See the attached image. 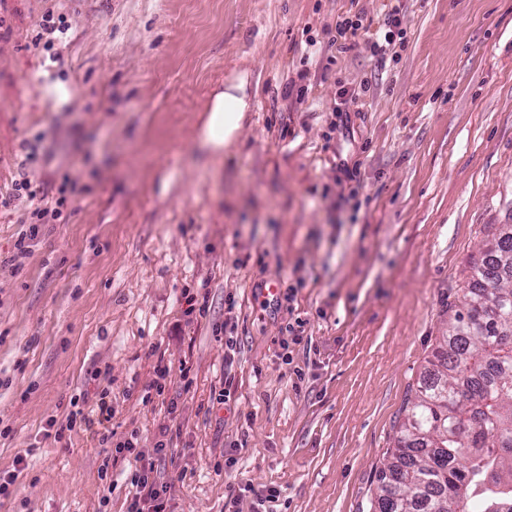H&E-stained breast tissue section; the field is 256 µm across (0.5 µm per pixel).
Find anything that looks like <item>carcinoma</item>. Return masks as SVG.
I'll return each mask as SVG.
<instances>
[{"label": "carcinoma", "mask_w": 512, "mask_h": 512, "mask_svg": "<svg viewBox=\"0 0 512 512\" xmlns=\"http://www.w3.org/2000/svg\"><path fill=\"white\" fill-rule=\"evenodd\" d=\"M409 400L370 512H512V224L492 233Z\"/></svg>", "instance_id": "cac0c4a2"}]
</instances>
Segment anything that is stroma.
<instances>
[{
  "mask_svg": "<svg viewBox=\"0 0 512 512\" xmlns=\"http://www.w3.org/2000/svg\"><path fill=\"white\" fill-rule=\"evenodd\" d=\"M389 5L0 0V258L17 259L0 269V471L28 456L0 512H126L132 466L105 467L101 437L147 447L165 425L169 512H224L232 493L240 512H367L448 304L492 225L512 224V0H402L405 43L380 70L368 43L329 46L338 15ZM49 8L69 25L54 62L31 42ZM242 71L257 93L210 172L195 129ZM302 72L305 98L286 96ZM343 88L362 106L340 118ZM29 143L39 184L84 191L21 256ZM291 285V304L269 302ZM294 320L309 342L287 365ZM76 405L90 424L55 441L49 420ZM224 388L220 391L221 393L215 397V401L218 406L224 407L225 410H231V389L233 387L234 377L231 374L234 354L236 349V340L233 336H229L224 340Z\"/></svg>",
  "mask_w": 512,
  "mask_h": 512,
  "instance_id": "stroma-1",
  "label": "stroma"
}]
</instances>
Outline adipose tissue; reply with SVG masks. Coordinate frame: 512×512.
<instances>
[{"label": "adipose tissue", "instance_id": "1", "mask_svg": "<svg viewBox=\"0 0 512 512\" xmlns=\"http://www.w3.org/2000/svg\"><path fill=\"white\" fill-rule=\"evenodd\" d=\"M254 95L255 88L245 73L211 93L195 137L196 147L208 163L219 162L225 149L237 141Z\"/></svg>", "mask_w": 512, "mask_h": 512}]
</instances>
